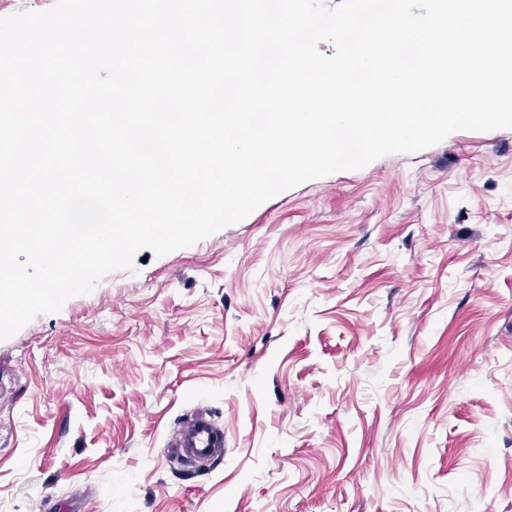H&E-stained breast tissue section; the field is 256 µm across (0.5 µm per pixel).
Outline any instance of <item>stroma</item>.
I'll list each match as a JSON object with an SVG mask.
<instances>
[{"label":"stroma","instance_id":"35a3bbf8","mask_svg":"<svg viewBox=\"0 0 512 512\" xmlns=\"http://www.w3.org/2000/svg\"><path fill=\"white\" fill-rule=\"evenodd\" d=\"M203 412L198 470L164 448ZM512 512V129L287 190L0 341V512Z\"/></svg>","mask_w":512,"mask_h":512}]
</instances>
